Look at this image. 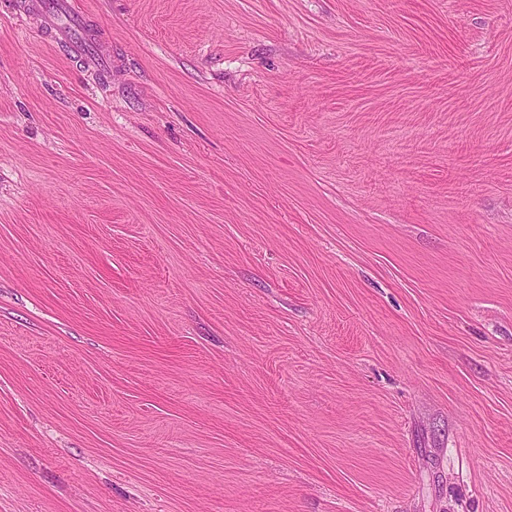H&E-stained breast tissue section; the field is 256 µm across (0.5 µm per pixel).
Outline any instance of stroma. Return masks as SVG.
Instances as JSON below:
<instances>
[{"label": "stroma", "mask_w": 512, "mask_h": 512, "mask_svg": "<svg viewBox=\"0 0 512 512\" xmlns=\"http://www.w3.org/2000/svg\"><path fill=\"white\" fill-rule=\"evenodd\" d=\"M0 0V512H512V0ZM33 8L42 17L43 26L50 38L66 43L75 55L87 57L91 55L90 51L93 50L95 56L106 59V53L100 40L92 38L87 32L85 15L73 6L71 7L69 3L63 2L62 4L66 16L64 26L59 25L47 15L45 2L37 1Z\"/></svg>", "instance_id": "1"}]
</instances>
